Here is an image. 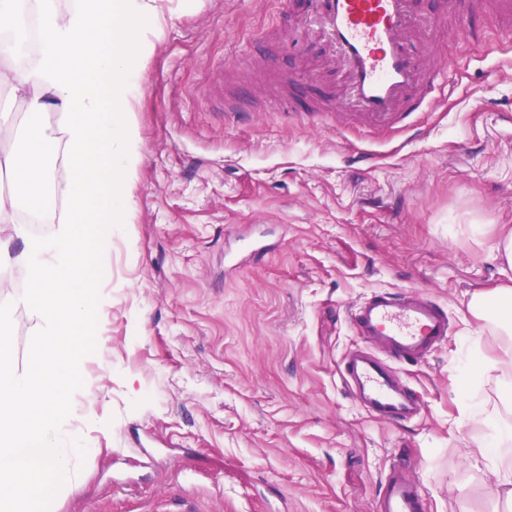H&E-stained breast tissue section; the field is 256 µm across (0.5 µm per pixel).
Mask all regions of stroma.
Returning <instances> with one entry per match:
<instances>
[{
    "instance_id": "35a3bbf8",
    "label": "stroma",
    "mask_w": 512,
    "mask_h": 512,
    "mask_svg": "<svg viewBox=\"0 0 512 512\" xmlns=\"http://www.w3.org/2000/svg\"><path fill=\"white\" fill-rule=\"evenodd\" d=\"M157 7L133 101L138 178L96 270L106 306L65 417L92 453L54 512H378L398 462L425 512H512L469 454L483 418L512 414L496 378L470 372L473 344L489 355L499 339L467 313L506 279L489 253L512 226V30L478 17L480 37L458 44L463 3L444 0L442 40L418 48L448 81L396 129L336 115L342 74L303 0ZM243 87L241 112H225ZM38 236L0 228L21 368L39 338L15 300ZM378 289L425 294L452 326L427 359L397 364L421 411L394 423L340 373L361 344L350 309Z\"/></svg>"
}]
</instances>
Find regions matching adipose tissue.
<instances>
[{"label": "adipose tissue", "mask_w": 512, "mask_h": 512, "mask_svg": "<svg viewBox=\"0 0 512 512\" xmlns=\"http://www.w3.org/2000/svg\"><path fill=\"white\" fill-rule=\"evenodd\" d=\"M36 10L42 42L35 62L19 67L16 46L0 42V87L26 105L28 142L22 151L0 150L6 172L52 235L32 240L25 261L30 287L22 297L40 337L26 369L14 363L12 339L0 331V512H51L61 491L77 477L86 456L62 427L86 340L96 330L87 311L99 286L91 270L110 250L111 235L86 246L78 233L88 216L112 225L128 208L137 179L139 133L133 118L134 78L153 50L148 34L155 0H0V31L18 34ZM63 117L66 162L47 167L42 114ZM63 183L69 207L56 215L48 204L49 180ZM468 310L493 324L502 341L495 358H470L474 378L512 370V286L473 293Z\"/></svg>", "instance_id": "obj_1"}]
</instances>
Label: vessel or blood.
<instances>
[{
  "label": "vessel or blood",
  "mask_w": 512,
  "mask_h": 512,
  "mask_svg": "<svg viewBox=\"0 0 512 512\" xmlns=\"http://www.w3.org/2000/svg\"><path fill=\"white\" fill-rule=\"evenodd\" d=\"M486 0H466L456 38L470 40L474 16L485 12ZM321 34L339 54L347 87L345 110L378 125L403 123L398 108L409 91L426 104L445 82L441 68L426 67L410 40L417 29L412 0H324L319 13ZM357 335L373 351L354 349L342 360L347 388L371 417L399 421L417 415L415 396L392 369V362L426 358L448 339L447 311L419 293L376 291L349 314ZM419 483L399 465L390 468L379 501L380 512H423Z\"/></svg>",
  "instance_id": "obj_1"
}]
</instances>
